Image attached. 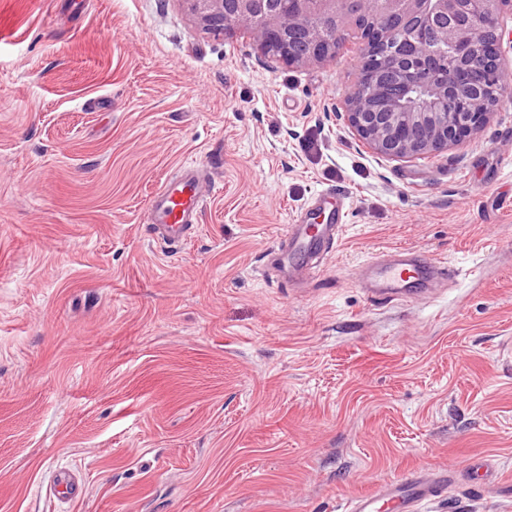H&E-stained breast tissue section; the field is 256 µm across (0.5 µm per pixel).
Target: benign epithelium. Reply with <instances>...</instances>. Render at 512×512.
I'll list each match as a JSON object with an SVG mask.
<instances>
[{
  "instance_id": "benign-epithelium-1",
  "label": "benign epithelium",
  "mask_w": 512,
  "mask_h": 512,
  "mask_svg": "<svg viewBox=\"0 0 512 512\" xmlns=\"http://www.w3.org/2000/svg\"><path fill=\"white\" fill-rule=\"evenodd\" d=\"M207 30L249 31L258 49L289 64L336 56L355 19L364 31L357 87L346 100L350 127L387 159L449 149L482 127L505 96L499 16L512 0H181ZM419 76L428 105L403 108Z\"/></svg>"
}]
</instances>
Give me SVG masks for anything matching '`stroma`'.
Returning a JSON list of instances; mask_svg holds the SVG:
<instances>
[{"label": "stroma", "mask_w": 512, "mask_h": 512, "mask_svg": "<svg viewBox=\"0 0 512 512\" xmlns=\"http://www.w3.org/2000/svg\"><path fill=\"white\" fill-rule=\"evenodd\" d=\"M362 42L289 65L182 0H0V512H341L418 466L512 482V105L389 160L349 126ZM221 183L171 254L146 206ZM344 225L314 284L267 252L319 191ZM408 249L457 270L415 300L356 282ZM82 479L61 502L54 472Z\"/></svg>", "instance_id": "35a3bbf8"}]
</instances>
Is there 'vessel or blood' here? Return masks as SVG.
I'll return each instance as SVG.
<instances>
[{"instance_id":"1","label":"vessel or blood","mask_w":512,"mask_h":512,"mask_svg":"<svg viewBox=\"0 0 512 512\" xmlns=\"http://www.w3.org/2000/svg\"><path fill=\"white\" fill-rule=\"evenodd\" d=\"M216 191L215 183L195 164L183 165L179 172L166 178L151 197L146 222L151 235L166 248L174 250L195 232L208 199ZM335 193L323 191L313 199L312 218L317 227L307 224L287 225L280 237L272 262L290 283L303 284L320 269L334 248L343 213L332 206ZM371 283L370 293L381 300H406L411 296L407 284L414 279L434 282L446 278L447 270L438 262L420 257L397 258L378 255L366 263ZM454 472L443 466L418 467L397 478L373 486L347 501L345 512H419L421 504L444 496ZM53 493L64 500L81 497L84 487L69 471L60 472L53 481Z\"/></svg>"}]
</instances>
